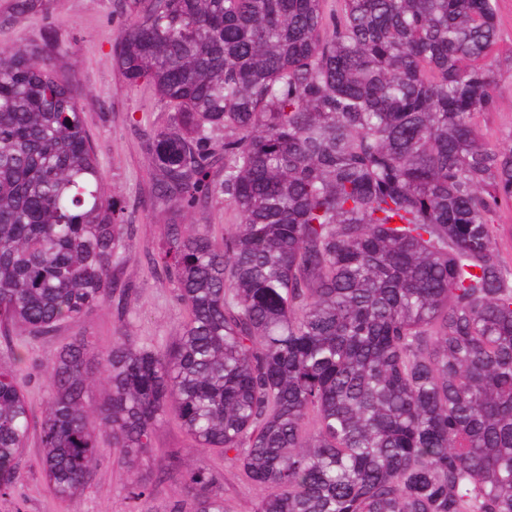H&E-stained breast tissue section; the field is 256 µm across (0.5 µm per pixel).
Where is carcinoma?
<instances>
[{"label":"carcinoma","instance_id":"carcinoma-1","mask_svg":"<svg viewBox=\"0 0 512 512\" xmlns=\"http://www.w3.org/2000/svg\"><path fill=\"white\" fill-rule=\"evenodd\" d=\"M133 2L116 65L171 110L146 142L155 193L191 213L219 188L238 223L221 244L166 225L152 263L188 310L173 345L73 340L39 417L0 367V493L35 426L67 498L103 454L135 462L169 415L239 467L255 512H512V269L495 226L512 132L489 144L477 125L495 107L497 0ZM53 48L49 33L0 46L6 339L106 302L129 259ZM186 476L194 512H225L203 461Z\"/></svg>","mask_w":512,"mask_h":512}]
</instances>
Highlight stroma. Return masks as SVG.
Wrapping results in <instances>:
<instances>
[{
  "mask_svg": "<svg viewBox=\"0 0 512 512\" xmlns=\"http://www.w3.org/2000/svg\"><path fill=\"white\" fill-rule=\"evenodd\" d=\"M14 3L0 0V44L37 43L44 29H53L57 66L76 88L105 191L122 201L129 226L130 258L113 269L107 302L49 335L31 336L20 328L12 341L0 339V366L16 369L20 388L38 414L48 395V366L56 350L74 337H86L100 350L111 348L123 329L140 345L174 343L188 311L165 272L151 263L164 229L187 220L219 241L237 215L220 191L187 219L172 203L156 198L143 143L167 125L170 112L152 86L131 87L115 64V39L131 20L126 0H34L23 13ZM498 23L499 41L487 58L496 73V106L477 119L481 135L492 142L512 132V0H498ZM41 455L39 434L31 432L18 457L22 480L0 496V512H191L199 489L184 472L199 457L223 487L227 512H253L257 498L256 489L222 453L194 448L171 417L156 425L151 448L134 468L118 455H105L88 486L71 499L49 491ZM134 481L147 485L146 497H130Z\"/></svg>",
  "mask_w": 512,
  "mask_h": 512,
  "instance_id": "obj_1",
  "label": "stroma"
}]
</instances>
